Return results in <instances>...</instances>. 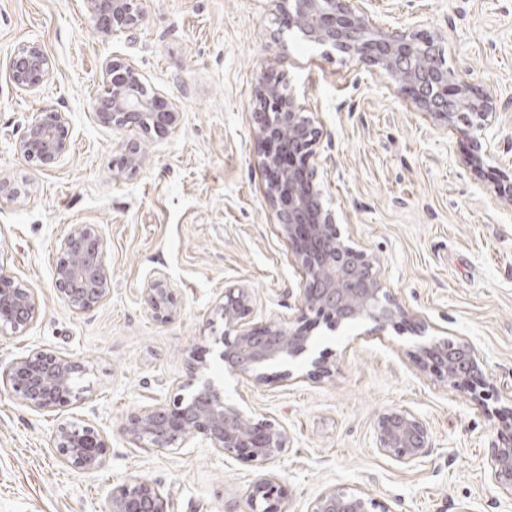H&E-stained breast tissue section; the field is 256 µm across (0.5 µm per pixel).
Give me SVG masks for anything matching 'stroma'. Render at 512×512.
Returning <instances> with one entry per match:
<instances>
[{"label":"stroma","mask_w":512,"mask_h":512,"mask_svg":"<svg viewBox=\"0 0 512 512\" xmlns=\"http://www.w3.org/2000/svg\"><path fill=\"white\" fill-rule=\"evenodd\" d=\"M370 21L437 36L447 63L494 97L483 162L469 129L442 131L394 92L382 72L302 40L273 0H147L135 39L102 36L83 0H0V61L37 43L52 70L34 92L0 69V264L39 298L27 329L0 332V364L34 348L84 368L79 395L55 412L29 408L0 385V512H105L130 477L156 484L170 512H249L262 471L282 490V512H308L322 492L363 491L389 512H512L491 477L496 435L512 423V0H367ZM135 66L149 93L174 102L167 134L115 130L93 114L105 60ZM285 77L319 137L310 166L344 234L378 258L377 272L411 313L381 336L308 322L331 376H308L306 358L232 375L210 351L225 289L250 295L247 325L293 314L300 274L268 208L265 149L252 108L256 75ZM66 113L70 153L33 171L13 145L33 113ZM149 157L115 175L127 143ZM106 244L112 290L80 311L58 297L53 272L72 225ZM165 274L181 300L162 323L142 289ZM464 340L484 359L493 396L452 388L411 359L419 323ZM210 365L253 418L282 426L288 445L268 469L194 444L136 447L117 429L145 405L173 398L187 357ZM405 408L428 426L432 449L406 467L374 446L377 417ZM103 430V469L82 473L53 446L57 423Z\"/></svg>","instance_id":"obj_1"}]
</instances>
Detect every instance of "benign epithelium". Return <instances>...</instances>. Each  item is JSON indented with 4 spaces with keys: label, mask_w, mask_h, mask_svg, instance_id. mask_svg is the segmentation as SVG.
<instances>
[{
    "label": "benign epithelium",
    "mask_w": 512,
    "mask_h": 512,
    "mask_svg": "<svg viewBox=\"0 0 512 512\" xmlns=\"http://www.w3.org/2000/svg\"><path fill=\"white\" fill-rule=\"evenodd\" d=\"M288 11L292 27L312 44L328 46L391 78L397 92L434 125L448 130L461 120L473 132L476 150L493 111V96L479 91L465 78V71L447 66L430 34L399 32L370 22L357 0H274ZM98 30L108 36L120 28L132 33L146 19L145 0H84ZM51 61L43 48L23 46L8 63L10 81L32 91L49 76ZM101 89L95 99V119L112 128L137 127L145 133L163 134L176 128L182 113L150 97L134 69L112 60L102 66ZM253 109L262 140L283 138L288 148L308 161L318 138L313 118L288 84L257 77ZM71 130L63 112L32 115L14 148L24 161L43 171L70 151ZM144 154L135 143L126 144L121 169L141 167ZM258 165L276 172L265 190L282 235L288 240L293 261L301 274L295 316L245 326L249 293L244 288L224 289L220 305L224 331L219 359L224 369L257 381L264 369L284 364L308 352L312 337L300 324L323 319L340 326L372 323L365 336H382L397 319L408 314L385 288L376 272V258L344 235L335 211L327 207L324 193L312 170L298 171L280 165L267 151ZM112 271L105 259L103 237L88 224H75L60 244L54 268V288L78 310L100 305L110 294ZM143 303L160 322L179 314L175 289L164 276L147 280ZM40 316L38 296L19 287L0 266V331L15 332ZM414 364L457 388L471 378L484 380V359L465 341L434 337L416 347ZM79 363L47 349L35 348L0 367V381L36 411L52 412L68 406L73 397L72 379ZM208 366L189 363L186 379L177 385L169 404L147 405L130 414L121 432L141 448H182L194 441L202 448L247 459L264 468L287 446L288 434L272 422L255 420L240 405L230 402L224 388L206 377ZM491 458L494 480L512 492V427L497 431ZM59 457L80 472L102 469L110 448L107 435L78 420L60 422L53 434ZM375 448L393 461L409 466L432 448L427 425L411 411L392 408L377 419ZM250 512H281L277 478L266 474L248 492ZM107 512H169L168 501L152 483L129 478L112 489ZM309 512H390L365 492L329 489L312 503Z\"/></svg>",
    "instance_id": "1"
}]
</instances>
